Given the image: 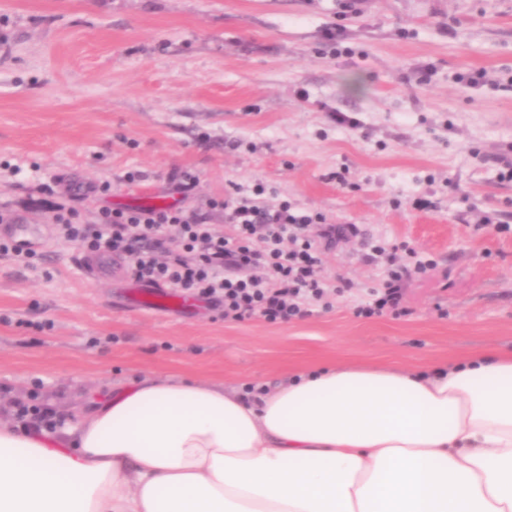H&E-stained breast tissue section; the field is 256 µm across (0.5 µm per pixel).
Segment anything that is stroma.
Segmentation results:
<instances>
[{
  "label": "stroma",
  "instance_id": "35a3bbf8",
  "mask_svg": "<svg viewBox=\"0 0 512 512\" xmlns=\"http://www.w3.org/2000/svg\"><path fill=\"white\" fill-rule=\"evenodd\" d=\"M475 69L485 83L460 81ZM511 164L512 0H0V217L47 227L31 254H0V404L73 426L76 403L146 375L272 387L326 364L511 352ZM259 186L263 205L362 230L323 257L348 288L287 324L192 296L133 305L123 266L91 276L56 228L174 205L229 235L209 201ZM376 240L437 263L405 281L406 315L354 314L383 281Z\"/></svg>",
  "mask_w": 512,
  "mask_h": 512
}]
</instances>
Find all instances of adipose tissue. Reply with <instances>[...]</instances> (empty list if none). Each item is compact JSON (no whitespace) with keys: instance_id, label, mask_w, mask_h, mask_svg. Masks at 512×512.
I'll use <instances>...</instances> for the list:
<instances>
[{"instance_id":"1","label":"adipose tissue","mask_w":512,"mask_h":512,"mask_svg":"<svg viewBox=\"0 0 512 512\" xmlns=\"http://www.w3.org/2000/svg\"><path fill=\"white\" fill-rule=\"evenodd\" d=\"M0 512H512V353L146 377L57 432L7 406Z\"/></svg>"}]
</instances>
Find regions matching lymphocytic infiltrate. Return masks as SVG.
<instances>
[{
  "label": "lymphocytic infiltrate",
  "mask_w": 512,
  "mask_h": 512,
  "mask_svg": "<svg viewBox=\"0 0 512 512\" xmlns=\"http://www.w3.org/2000/svg\"><path fill=\"white\" fill-rule=\"evenodd\" d=\"M209 207L224 210L233 235L217 231L207 213L173 207L107 210L96 224H76L63 214L56 220L66 238L90 254L122 259L140 282L217 303L229 321L258 314L271 323L302 317L306 301L324 300L323 248L359 234L357 225L325 223L322 215L287 201L270 208L240 194L235 201H213ZM171 239L181 249L168 255L164 249ZM373 251L387 256L389 267L371 302L358 306L355 314L361 318L401 314L405 279L425 274L433 262L418 259L401 264L382 246H374Z\"/></svg>",
  "instance_id": "f902f5d3"
}]
</instances>
